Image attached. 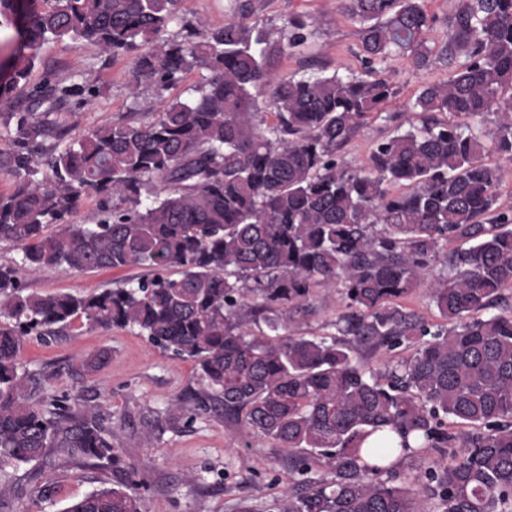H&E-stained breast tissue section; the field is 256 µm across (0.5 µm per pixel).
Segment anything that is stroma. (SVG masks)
Wrapping results in <instances>:
<instances>
[{
	"label": "stroma",
	"mask_w": 512,
	"mask_h": 512,
	"mask_svg": "<svg viewBox=\"0 0 512 512\" xmlns=\"http://www.w3.org/2000/svg\"><path fill=\"white\" fill-rule=\"evenodd\" d=\"M255 18L280 25L289 15L310 18L311 48L301 55L282 58L278 72L301 75L321 68L326 72L361 74L356 57L358 25L337 8V0H252ZM130 62H103L90 44L51 41L26 79L28 90L70 81L82 75L95 94L83 105L72 107L68 139H76L92 126L131 118L133 113L157 109L150 92L132 94ZM393 80L400 93L386 106L402 123L414 119L409 106L423 85L447 80L446 68L416 69L410 58L393 63ZM22 251L0 242V265L19 267V277L30 290L40 293H79L115 287L141 270H104L73 273L46 270L33 275L20 267ZM312 314L299 321L300 332H333L342 308V296L332 287L315 288ZM110 353L96 373L78 376L72 368L98 350ZM22 364L32 378L36 397H58L73 407L95 414L112 429V441L137 488L144 512H237L248 502L254 512H272L275 500L288 486V459L272 453L265 440L244 445L234 426L215 411L197 413L191 392L203 385L193 362L176 358L152 345L147 337L130 329L91 328L74 323L51 336L27 337ZM182 411H172L174 402ZM111 467L81 460L62 462L57 455L18 467H7L0 481L10 487V512H62L73 500L119 481ZM49 496H42L43 487Z\"/></svg>",
	"instance_id": "35a3bbf8"
}]
</instances>
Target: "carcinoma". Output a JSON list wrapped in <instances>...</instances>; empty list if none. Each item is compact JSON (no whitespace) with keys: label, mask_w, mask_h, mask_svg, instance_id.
<instances>
[{"label":"carcinoma","mask_w":512,"mask_h":512,"mask_svg":"<svg viewBox=\"0 0 512 512\" xmlns=\"http://www.w3.org/2000/svg\"><path fill=\"white\" fill-rule=\"evenodd\" d=\"M42 3L0 0V28L30 16L0 97L18 89L48 39H68L130 58L131 84L158 108L92 127L61 150L65 107L93 89L72 80L30 94L4 120L0 175L16 187L0 196V241L19 245L32 273L147 274L41 294L0 265V470L48 453L130 469L99 418L33 400L20 369L26 336L84 321L136 327L194 360L205 384L197 409L224 411L242 437L288 455L275 512H413L394 458L448 447V421L474 432L425 472L420 492L438 512H512V311L494 312L512 287V208L498 204L504 170L489 161H512V0H452L442 18L425 0H340L359 25L364 74L298 78L277 68L308 46L307 22L288 16L275 38L251 19V0L237 19L185 22L174 39L163 34L183 0ZM439 24L446 37L431 45L425 35ZM399 56L418 69L439 64L448 80L415 97L420 124L403 131L387 113L393 129L352 167L343 149L399 93L386 76ZM195 69L208 76L188 98L168 99ZM489 112L494 127L475 128ZM86 194L102 197L95 224L73 221ZM49 224L56 233L44 234ZM452 242L465 247L444 251ZM321 285L341 288L335 333L293 331ZM422 286L436 323L400 303ZM401 346L413 354L382 372L363 363ZM107 357L90 355L77 372ZM383 429L399 441L362 449ZM62 512H141L140 499L120 481Z\"/></svg>","instance_id":"1"}]
</instances>
